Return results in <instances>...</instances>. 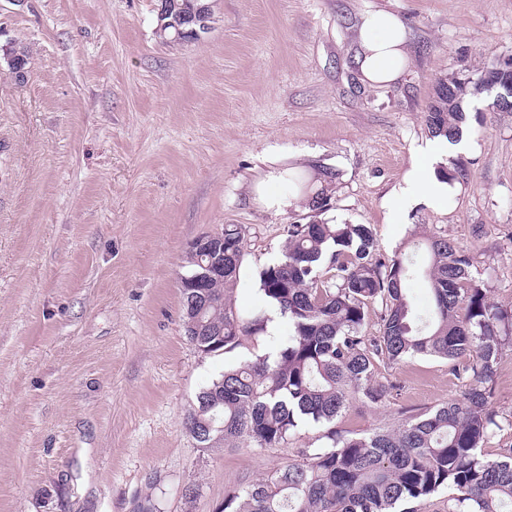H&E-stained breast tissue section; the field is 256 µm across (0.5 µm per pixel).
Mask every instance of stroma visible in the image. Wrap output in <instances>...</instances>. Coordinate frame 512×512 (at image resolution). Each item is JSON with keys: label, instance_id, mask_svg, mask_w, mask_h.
I'll return each mask as SVG.
<instances>
[{"label": "stroma", "instance_id": "obj_1", "mask_svg": "<svg viewBox=\"0 0 512 512\" xmlns=\"http://www.w3.org/2000/svg\"><path fill=\"white\" fill-rule=\"evenodd\" d=\"M406 25L397 82L359 79L372 11ZM156 0H0V44L29 43L26 82L0 70V512H221L225 494L322 443L205 449L184 421L199 391L292 333L244 336L205 354L183 328L179 282L200 236L241 228L235 314L270 313L259 271L282 256L297 206L262 209L272 168L338 172L330 223L368 224L386 254L415 233L463 248L494 302L512 307V112L472 101L447 205L431 194L395 211L432 138L441 77H477L512 58V0H216L201 39L155 35ZM379 377L382 403L354 402L344 434L395 428L461 397L445 360L418 356Z\"/></svg>", "mask_w": 512, "mask_h": 512}]
</instances>
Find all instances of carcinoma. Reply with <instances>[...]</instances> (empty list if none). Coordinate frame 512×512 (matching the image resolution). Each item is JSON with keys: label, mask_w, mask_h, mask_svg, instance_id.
I'll return each instance as SVG.
<instances>
[{"label": "carcinoma", "mask_w": 512, "mask_h": 512, "mask_svg": "<svg viewBox=\"0 0 512 512\" xmlns=\"http://www.w3.org/2000/svg\"><path fill=\"white\" fill-rule=\"evenodd\" d=\"M452 84L451 94L435 91L426 125L454 143L468 129L466 102L486 88L480 76ZM336 180L324 167L312 191L306 177L288 176L307 195L310 220L291 225L282 258L259 272L261 291L292 325L288 341L271 356L224 370L198 393L187 418L190 430L209 426L198 439L205 448L233 440L274 448L304 423L324 428L326 443L301 448L303 462L228 492L223 512H416L401 506L442 492L448 512H512V448L494 458L483 448L503 428L492 383L503 351L512 348V309L490 301L468 254L444 236H422L410 251L388 256L370 225L327 222L322 215L332 207ZM243 259L242 230L225 226L224 276L209 282L202 330L190 337L203 353L231 351L242 336L265 330L264 316L241 320L227 301ZM419 274L432 295L428 310L408 294ZM372 304L377 336L366 330ZM416 355L448 361L462 397L396 429L336 430L352 402L377 404L396 388L375 379L379 362L397 366Z\"/></svg>", "instance_id": "obj_1"}]
</instances>
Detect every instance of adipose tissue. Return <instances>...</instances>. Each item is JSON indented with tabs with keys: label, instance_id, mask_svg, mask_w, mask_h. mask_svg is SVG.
Returning a JSON list of instances; mask_svg holds the SVG:
<instances>
[{
	"label": "adipose tissue",
	"instance_id": "obj_1",
	"mask_svg": "<svg viewBox=\"0 0 512 512\" xmlns=\"http://www.w3.org/2000/svg\"><path fill=\"white\" fill-rule=\"evenodd\" d=\"M360 39L358 67L362 82L382 87L397 81L407 62L404 22L385 12L368 14L361 24Z\"/></svg>",
	"mask_w": 512,
	"mask_h": 512
}]
</instances>
